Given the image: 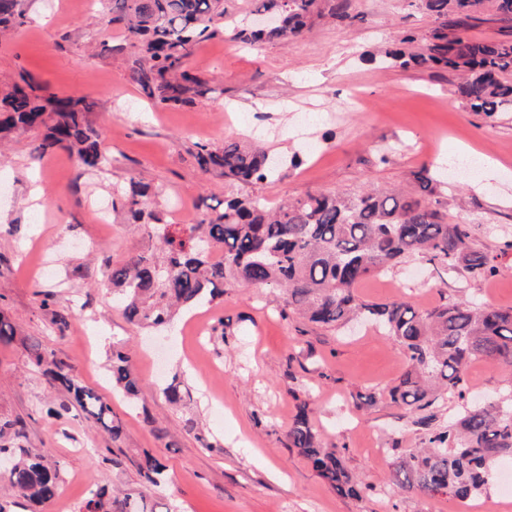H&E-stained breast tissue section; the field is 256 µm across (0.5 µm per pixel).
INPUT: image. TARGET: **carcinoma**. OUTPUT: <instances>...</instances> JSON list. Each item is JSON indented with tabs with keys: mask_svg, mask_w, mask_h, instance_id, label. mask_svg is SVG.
I'll use <instances>...</instances> for the list:
<instances>
[{
	"mask_svg": "<svg viewBox=\"0 0 512 512\" xmlns=\"http://www.w3.org/2000/svg\"><path fill=\"white\" fill-rule=\"evenodd\" d=\"M226 0H109V22L124 25L125 39L112 46L133 49L130 79L146 97L164 107L187 104L203 93V81L190 73L188 59L202 41L226 31ZM253 15L271 12L280 24L260 29L251 22L233 28L246 44L303 38L317 18L347 16V0H254ZM484 0H408L427 14L432 30L422 49H387L380 62L403 69L441 67L459 73L456 92L473 112L494 119L512 112V40H477L464 34L481 22ZM23 0H0V35L25 24ZM97 102L85 97L43 93L24 74L0 93V142L16 130L40 129L36 151L63 149L88 169L105 170L111 156L93 126ZM197 162L205 172L252 186L281 175L282 166L263 144L226 141L198 145ZM151 187L138 182L112 199L138 228L159 237L163 257L135 255L112 266V294L129 322L145 329L168 327L177 310L190 309L224 296V288L245 284L273 288L285 295V307L311 323L338 328L366 319L401 349L408 370L386 397L412 411L437 408L445 398L465 399V372L484 357L512 366V309L478 301L450 300L420 311L396 300L361 299L358 284L375 272L411 256H421L439 272L463 270L474 276L499 272L473 243L468 227L448 223L440 201L414 197L402 190L371 187L357 195L309 190L275 206L260 196H229L219 210L202 211L186 228L187 238L166 233L161 211L150 206ZM33 363L50 384L65 390L70 407L83 410L117 441L123 429L112 407L84 385L74 366L53 350L33 346ZM112 386L128 398L139 389L132 356L112 348ZM434 415L417 421L423 447L394 462L388 490H414L426 497L449 495L466 501L488 484L494 468L512 465V394L499 404L463 405L448 426L431 425ZM25 424L0 420V457L10 458L7 473L15 496L32 504L54 499L62 482L58 466L13 442ZM291 447L308 460L341 495L360 499L370 486L355 479L336 449L322 446L305 411L288 431ZM145 482L160 483L165 466L146 455L137 464ZM80 512H155L143 493L111 494L98 487Z\"/></svg>",
	"mask_w": 512,
	"mask_h": 512,
	"instance_id": "obj_1",
	"label": "carcinoma"
}]
</instances>
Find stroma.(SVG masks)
<instances>
[{
    "label": "stroma",
    "instance_id": "1",
    "mask_svg": "<svg viewBox=\"0 0 512 512\" xmlns=\"http://www.w3.org/2000/svg\"><path fill=\"white\" fill-rule=\"evenodd\" d=\"M28 20L0 39V78L26 73L47 92L98 104L91 119L112 151L106 172L65 150L37 156L39 134L20 131L0 149V315L18 329L0 344V416L25 423V447L59 466L57 497L38 512H78L96 486L135 489L159 512H512L494 470L486 489L462 502L413 492L387 494L396 454L420 447L417 412L382 399L407 363L397 344L370 326L325 328L283 314L280 291L239 285L183 311L171 329L130 324L112 299V265L157 252L147 231L123 215L100 224L92 206L111 209L130 181L154 186L164 220L186 224L198 203L216 204L246 186L204 172L197 147L261 139L299 167L260 186L269 204L307 190L357 194L368 186L420 193L429 176L448 221L465 224L499 275L441 274L413 256L369 276L362 299H403L420 310L478 298L512 308V113L488 119L454 93L446 70L380 64V49L405 37L424 45L432 23L405 0H349V19L316 21L293 44L247 48L231 34L203 42L189 60L205 83L193 103L154 106L129 79L130 52L104 53L124 31L101 6L83 0H26ZM497 151L496 176L453 178L439 156ZM67 315L65 329L54 313ZM133 355L136 402L112 387V347ZM38 344L67 358L83 384L112 407L123 428L112 441L78 409L60 411L63 393L30 358ZM183 399L171 403L167 384ZM467 396L495 401L512 390V366L477 359ZM378 393L374 405L364 399ZM306 411L318 436L336 446L347 469L368 484L363 498L341 496L296 449L288 430ZM166 467L161 484L140 478L143 456Z\"/></svg>",
    "mask_w": 512,
    "mask_h": 512
}]
</instances>
